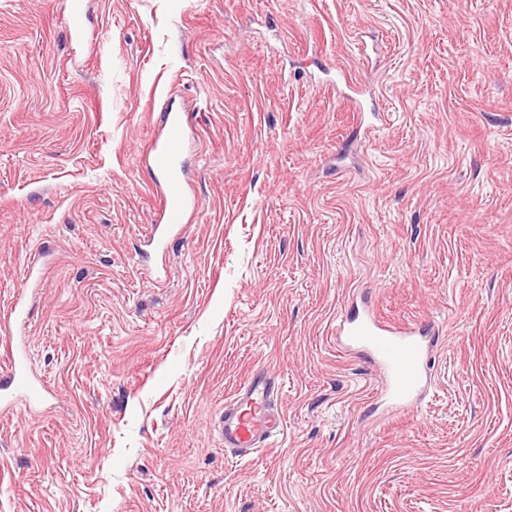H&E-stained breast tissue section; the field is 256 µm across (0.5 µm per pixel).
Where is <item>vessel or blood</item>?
<instances>
[{"label":"vessel or blood","instance_id":"1","mask_svg":"<svg viewBox=\"0 0 512 512\" xmlns=\"http://www.w3.org/2000/svg\"><path fill=\"white\" fill-rule=\"evenodd\" d=\"M189 114L184 107H170L161 116V131L150 140L143 156L159 174L160 211L151 227L156 250L182 228L191 205L183 186V145ZM337 335L344 348L365 352L382 374L381 392L392 412L414 407L428 388L431 342L414 324L395 325L370 311L342 316ZM0 410L9 411L24 393L41 395L42 384L18 355L11 337L0 338ZM283 383L270 370H252L218 418V433L225 448L248 456L269 446L285 430V419L276 406Z\"/></svg>","mask_w":512,"mask_h":512}]
</instances>
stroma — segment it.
<instances>
[{
  "instance_id": "1",
  "label": "stroma",
  "mask_w": 512,
  "mask_h": 512,
  "mask_svg": "<svg viewBox=\"0 0 512 512\" xmlns=\"http://www.w3.org/2000/svg\"><path fill=\"white\" fill-rule=\"evenodd\" d=\"M68 12L0 0V309L48 388L0 417V512H512V0ZM171 99L197 208L150 264ZM356 302L439 325L420 409L338 347ZM256 367L285 433L236 462Z\"/></svg>"
}]
</instances>
